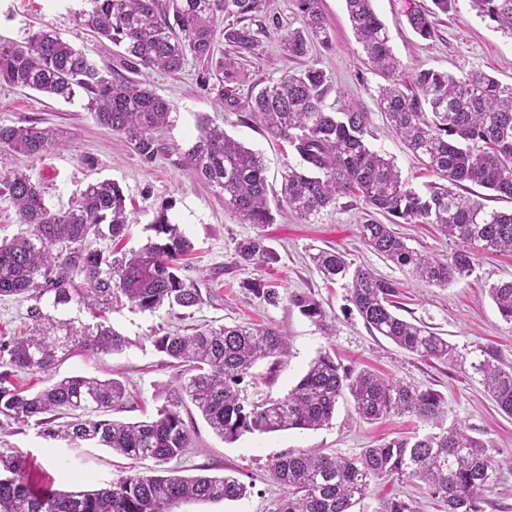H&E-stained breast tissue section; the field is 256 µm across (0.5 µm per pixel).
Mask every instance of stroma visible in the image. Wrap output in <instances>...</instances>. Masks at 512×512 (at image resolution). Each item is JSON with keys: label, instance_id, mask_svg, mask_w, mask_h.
<instances>
[{"label": "stroma", "instance_id": "35a3bbf8", "mask_svg": "<svg viewBox=\"0 0 512 512\" xmlns=\"http://www.w3.org/2000/svg\"><path fill=\"white\" fill-rule=\"evenodd\" d=\"M421 2L373 0L393 52L406 70L438 69L457 76L479 69L512 84V38L479 17L470 0H456L451 12L439 15L437 34L430 40L418 37L407 21L408 13ZM83 7V0H0V41L21 45L33 32L51 29L99 64H114L115 47L77 26L74 15ZM321 9L332 29L333 42L329 48H317L312 57L327 75L328 104L336 108L363 106L370 114L369 145L392 157L402 179L413 187L420 189L435 182V175L421 165L377 108L382 79L370 70L355 40L345 0H321ZM291 66L278 36L266 38L262 55L248 65V81L237 87L239 96L247 97L254 84L277 79ZM199 71L190 61L176 73L145 69L137 74V81L147 84L172 107L171 124L159 132L160 150L149 163L133 153L123 136L101 128L81 100L69 103L0 81V125L36 121L67 134L66 147L44 160L32 162L12 155L0 160L10 169L34 167L52 208L66 207L73 192L89 182L111 179L123 188L133 220L122 242L124 249L136 250L145 244L147 227L164 204L170 207L169 217L180 224L194 245L182 273L199 288L200 305L187 312L113 309L108 321L131 339V346L119 354L73 353L54 369V377L119 379L128 401L117 412V419L141 421L154 415L161 386L173 387L181 380L180 368L155 350L151 341L155 333L181 332L212 323L274 326L287 334L288 353L278 363L265 360L255 367V380L246 386L251 399L284 397L321 353L330 354L346 368L370 369L432 388L447 401L449 419L460 420L500 465V479L488 495L486 512H512V417L497 408L472 368L484 359L505 368L512 366V324L501 318L488 295L490 285L512 279V255H484L469 278L435 287L362 243L359 226L364 204L357 199H340L312 224L286 210L276 213L271 224L245 223L225 208L219 189L189 178L182 169L183 155L197 136L198 114L218 118L227 134L260 152L272 187H280L283 165L295 163L296 157L285 141L272 138L258 121L244 122L239 113L225 111L223 102L201 87ZM259 234L279 254V262L261 268L238 265L236 242ZM312 246L343 251L354 265L398 282L403 316L447 338L462 355V366L423 359L371 334L358 314L350 312L340 284L323 279L310 263L308 249ZM247 280L277 285L280 303L272 306L255 296L244 288ZM296 293L311 295L322 304L335 326L334 334L322 332L289 304V296ZM182 415L191 430L192 446L176 461V468L186 475H234L249 485L250 491L235 501L184 503L177 512H277L284 490L269 470L274 458L306 448L353 457L391 439L432 430L431 425L408 416L363 422L348 399L339 402L331 424L321 429L248 434L234 442L219 438L194 406L185 407ZM15 448L31 462L35 481L65 491L79 486L97 489L121 475L144 472L152 466L151 461L134 462L86 443L70 447L43 439L31 425L0 434V452ZM394 500L407 502L413 512H443L441 503L416 484L393 477L378 482L356 509L383 512Z\"/></svg>", "mask_w": 512, "mask_h": 512}]
</instances>
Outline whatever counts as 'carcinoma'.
Wrapping results in <instances>:
<instances>
[{
    "label": "carcinoma",
    "mask_w": 512,
    "mask_h": 512,
    "mask_svg": "<svg viewBox=\"0 0 512 512\" xmlns=\"http://www.w3.org/2000/svg\"><path fill=\"white\" fill-rule=\"evenodd\" d=\"M77 25L123 53L121 70L101 66L55 31L33 32L25 44L0 43V80L72 102L79 97L102 128L122 135L143 161L159 152L157 133L169 123V101L132 79L143 69L180 71L188 59L201 66L205 89L224 100V110L256 118L268 134L286 141L298 162L282 174L278 206L308 223L339 199L355 197L366 206L362 242L406 267L429 286L444 287L471 275L476 258L512 252V210H488L461 192L477 184L501 200H512V84L480 70L459 76L415 70L403 80L384 23L372 0H345L357 43L370 67L386 77L376 99L379 111L408 148L441 183L418 190L402 181L394 162L367 143L369 113L357 106L339 110L326 103L330 84L317 64L288 70L243 99L230 88L246 78L242 60L257 56L263 39L279 30L265 22L266 0H84ZM300 26L280 34L290 59L331 45L320 0H293ZM435 9H414L407 20L424 40L436 35L439 14L455 0H431ZM477 14L512 36V0H470ZM221 31L230 50L215 54ZM198 135L184 153L183 170L224 192V207L247 224H271L269 184L261 153L224 132L214 118L197 116ZM62 145L52 127L0 125V154L41 160ZM0 199L11 203L19 232L0 242V297L28 303V332L0 337V430L34 423L47 438L90 442L133 461L152 460L150 473L121 476L96 490L58 491L33 483L18 450L0 453V512H174L191 502L233 501L247 495L237 477L182 476L166 464L191 446L181 409L191 403L216 435L233 442L244 435L290 429L315 430L330 424L339 400L350 397L356 415L373 423L388 415L413 416L439 428L412 440L396 439L365 448L355 457L300 450L271 463L284 489L278 512H352L372 485L396 476L415 482L446 512H485L487 494L497 485L500 465L486 446L448 419L447 401L378 373L345 369L328 354L314 358L298 383L278 399L250 400L242 384L261 361L288 352V337L274 326L196 327L189 333L152 336L154 348L188 367V375L160 394L152 419L106 420L100 415L123 407L117 379L66 376L32 392L14 383L16 373H46L76 350L120 353L133 345L102 321L115 306L154 312L164 306L191 309L201 302L195 284L180 275L179 260L193 246L161 208L150 229L155 236L122 254L112 244L129 232L130 212L120 185L110 179L87 183L68 205L54 209L45 200L33 170H0ZM389 218L382 224L373 214ZM434 224L460 247L450 256L407 246L394 224ZM242 266H271L278 253L261 236L235 248ZM329 281H342L348 301L373 334L427 360L462 364L447 339L397 314V284L364 267L350 269L336 250L310 254ZM244 287L271 305L276 289L260 280ZM488 293L504 321L512 324V280ZM289 302L323 331H330L321 304L305 293ZM472 368L483 377L497 407L512 416V368L485 359Z\"/></svg>",
    "instance_id": "obj_1"
}]
</instances>
